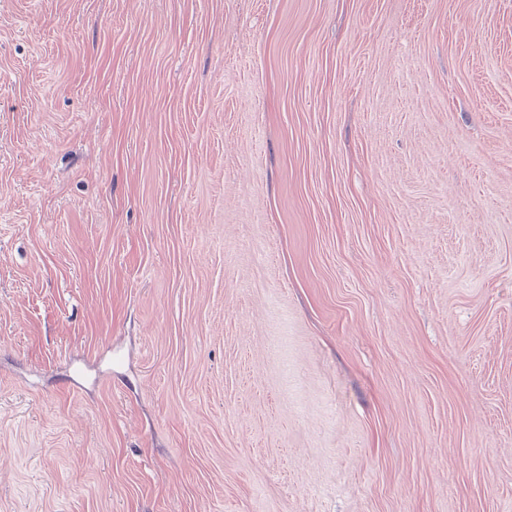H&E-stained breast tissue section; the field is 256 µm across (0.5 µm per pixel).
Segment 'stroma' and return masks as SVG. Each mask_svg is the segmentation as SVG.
<instances>
[{
  "instance_id": "stroma-1",
  "label": "stroma",
  "mask_w": 512,
  "mask_h": 512,
  "mask_svg": "<svg viewBox=\"0 0 512 512\" xmlns=\"http://www.w3.org/2000/svg\"><path fill=\"white\" fill-rule=\"evenodd\" d=\"M0 512H512V0H0Z\"/></svg>"
}]
</instances>
